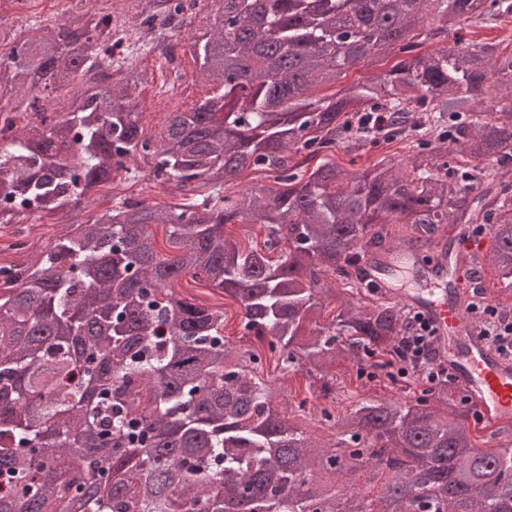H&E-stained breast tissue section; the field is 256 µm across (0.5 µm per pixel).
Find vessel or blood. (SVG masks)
<instances>
[{
	"mask_svg": "<svg viewBox=\"0 0 512 512\" xmlns=\"http://www.w3.org/2000/svg\"><path fill=\"white\" fill-rule=\"evenodd\" d=\"M477 248L467 225H458L448 250L436 255L434 264L447 277L444 288H401L394 275L412 269L420 257L405 247L382 257L364 260L370 280L387 296L419 313L434 331L437 360L451 371L471 397L484 426L512 421V358L501 355L482 336L473 314L459 295L457 273L465 255Z\"/></svg>",
	"mask_w": 512,
	"mask_h": 512,
	"instance_id": "vessel-or-blood-1",
	"label": "vessel or blood"
}]
</instances>
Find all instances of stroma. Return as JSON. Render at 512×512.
<instances>
[{"mask_svg": "<svg viewBox=\"0 0 512 512\" xmlns=\"http://www.w3.org/2000/svg\"><path fill=\"white\" fill-rule=\"evenodd\" d=\"M78 8L77 0H0V44L10 45L14 35L25 30L31 21L52 22L69 16ZM194 69V61L186 60L187 76L173 91L169 90L165 82L167 69H154L155 79L145 86L141 95L143 111L139 115V122L145 136L159 137L165 122L166 112L155 108L159 98H169L170 108L175 110L185 103H200L207 96V88L195 83L191 77ZM403 151V143L375 141L367 143L364 148L354 153L337 150L332 159L340 166L352 165L363 170L381 160L400 157ZM129 196L150 203H175L181 199L180 192L174 185H157L146 172H139L134 179L116 177L110 184L82 199L80 204L70 205L68 220H59L54 215L34 216L24 218L20 223L1 227L0 266L26 267L34 254L44 251L60 235L64 223H85L98 213L110 209L120 199ZM175 289L186 298L223 311L224 334L229 345L241 351L251 348L252 343L249 338L244 337L240 326V307L233 298L211 289L205 281L188 275L176 283ZM259 355L261 362L258 370L262 378L281 390V411L324 445L336 443L337 434L332 424L322 418V409H329L336 414L360 397L394 398L398 395L388 378H362L358 374L357 362L346 358L327 365L326 373L334 379L336 393L333 398L325 399L320 397L317 387L312 386L306 370H283L275 355L265 349L260 350Z\"/></svg>", "mask_w": 512, "mask_h": 512, "instance_id": "stroma-1", "label": "stroma"}]
</instances>
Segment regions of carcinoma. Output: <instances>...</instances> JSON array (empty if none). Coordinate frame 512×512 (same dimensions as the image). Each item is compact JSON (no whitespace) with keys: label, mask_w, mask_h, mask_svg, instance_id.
Here are the masks:
<instances>
[{"label":"carcinoma","mask_w":512,"mask_h":512,"mask_svg":"<svg viewBox=\"0 0 512 512\" xmlns=\"http://www.w3.org/2000/svg\"><path fill=\"white\" fill-rule=\"evenodd\" d=\"M160 35L208 11L191 37L196 79L210 87L168 113L160 139L139 129L152 73L121 47L112 14L30 32L0 52V99L32 96L3 124L0 225L58 214L101 184L151 161L175 205L123 199L71 224L21 270L0 266V512H512V445L476 446L469 399L446 380L400 397H364L334 416L340 439L320 446L278 409L280 389L252 368L257 354L220 340L224 312L174 291L189 274L232 297L243 335L322 374L338 356L390 375L414 313L363 289L366 248L421 249L442 224H488L491 245L467 263L471 290L492 267L496 308L512 311V50L468 42L465 22L512 17V0H140ZM351 35L338 34L336 18ZM436 38L421 54L415 38ZM398 53L388 71L311 101L368 59ZM507 103L485 109L488 75ZM79 82L66 112L43 100ZM407 144L406 164L360 172L331 159L371 140ZM315 166H310V163ZM248 168L276 174L239 197L224 186ZM267 231L245 249L224 226ZM400 224L406 235L388 232ZM169 229L160 258L149 229ZM343 297L320 322L324 278ZM363 470L373 495L309 485Z\"/></svg>","instance_id":"cac0c4a2"}]
</instances>
